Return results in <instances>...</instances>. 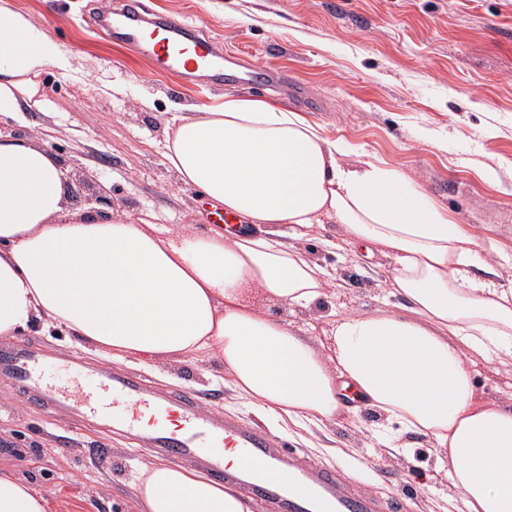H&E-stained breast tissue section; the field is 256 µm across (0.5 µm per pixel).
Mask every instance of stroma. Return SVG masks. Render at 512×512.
<instances>
[{
    "instance_id": "1",
    "label": "stroma",
    "mask_w": 512,
    "mask_h": 512,
    "mask_svg": "<svg viewBox=\"0 0 512 512\" xmlns=\"http://www.w3.org/2000/svg\"><path fill=\"white\" fill-rule=\"evenodd\" d=\"M113 0H8L72 57V68L41 77V107L0 133L27 138L70 169L66 207L104 218L115 212L163 227L206 233L209 205L163 158L168 121L220 108L225 95L263 99L302 113L339 142L347 161L396 169L474 235L479 257L512 281V0H141L145 12L184 18L234 56L241 71L278 70L289 90L185 83L116 42L98 18ZM295 244L331 281L312 309L265 304L277 319L328 346L334 314L393 310V265L380 252L347 243L336 222L313 225ZM22 339L91 365L97 355L59 329L34 328ZM124 368L159 390L193 391L214 410L285 439L306 459L341 469L399 512H451L459 497L440 451L406 436L403 456L370 441L382 419L371 409L350 419L303 427L262 417L233 390L214 358L164 357ZM484 401L512 397V360L478 361ZM110 449L112 465L88 451ZM126 435L93 420L31 408L0 381V467L44 491L48 512H139L134 483L156 459Z\"/></svg>"
}]
</instances>
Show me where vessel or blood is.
I'll use <instances>...</instances> for the list:
<instances>
[{
    "instance_id": "1",
    "label": "vessel or blood",
    "mask_w": 512,
    "mask_h": 512,
    "mask_svg": "<svg viewBox=\"0 0 512 512\" xmlns=\"http://www.w3.org/2000/svg\"><path fill=\"white\" fill-rule=\"evenodd\" d=\"M112 36L185 78L218 83L230 64L189 21L163 18L145 27L137 0L116 10ZM0 378L23 388L31 404L118 427L134 442L247 489L275 512H390L389 503L355 489L340 471L306 460L260 427L211 412L199 394H162L136 373L51 361L28 342L0 346ZM229 451L237 458L232 466L224 462Z\"/></svg>"
}]
</instances>
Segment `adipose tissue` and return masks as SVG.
Segmentation results:
<instances>
[{"label":"adipose tissue","mask_w":512,"mask_h":512,"mask_svg":"<svg viewBox=\"0 0 512 512\" xmlns=\"http://www.w3.org/2000/svg\"><path fill=\"white\" fill-rule=\"evenodd\" d=\"M69 55L0 0V119L38 106L40 76ZM343 150L298 112L259 99L176 116L163 156L181 181L256 233L198 235L71 213L53 153L0 140V337L61 326L99 357L214 356L234 390L276 422L358 418L353 385L386 416L381 442L430 437L448 461L460 512H512V401L477 392L476 359L512 360V284L478 278L473 235L403 173ZM330 219L346 241L392 258L400 311L336 316L328 350L246 301L258 290L288 308L321 301L327 272L288 236ZM141 512H253L237 490L179 466L143 464ZM44 494L0 470V512H46Z\"/></svg>","instance_id":"obj_1"}]
</instances>
